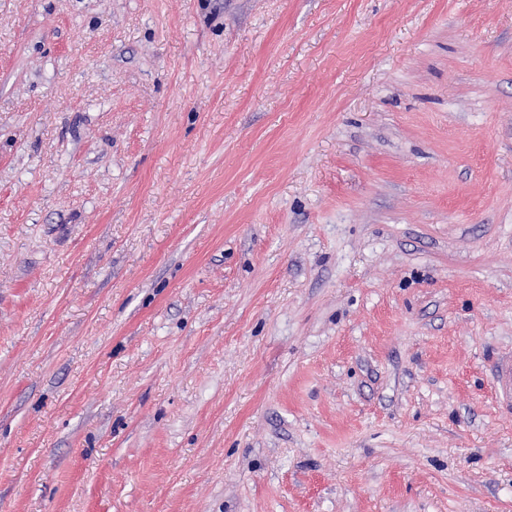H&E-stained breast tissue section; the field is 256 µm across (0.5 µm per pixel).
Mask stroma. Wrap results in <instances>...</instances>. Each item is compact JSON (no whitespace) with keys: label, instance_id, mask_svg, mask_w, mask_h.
Segmentation results:
<instances>
[{"label":"stroma","instance_id":"35a3bbf8","mask_svg":"<svg viewBox=\"0 0 512 512\" xmlns=\"http://www.w3.org/2000/svg\"><path fill=\"white\" fill-rule=\"evenodd\" d=\"M512 0H0V512H512ZM493 371L497 402L512 406V353L499 357Z\"/></svg>","mask_w":512,"mask_h":512}]
</instances>
